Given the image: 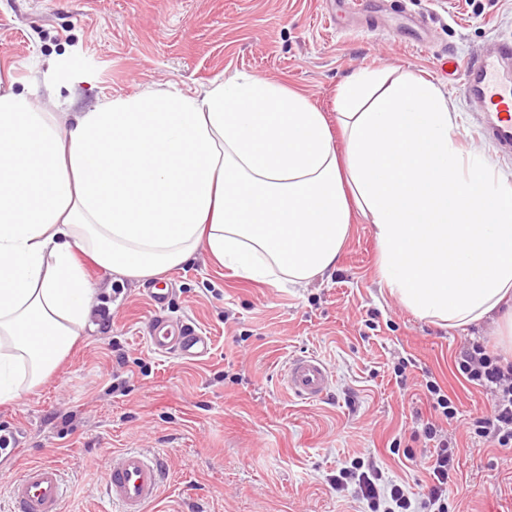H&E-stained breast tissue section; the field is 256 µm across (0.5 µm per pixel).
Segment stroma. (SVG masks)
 <instances>
[{
    "mask_svg": "<svg viewBox=\"0 0 512 512\" xmlns=\"http://www.w3.org/2000/svg\"><path fill=\"white\" fill-rule=\"evenodd\" d=\"M427 26L425 43L401 27L392 0L376 33L340 17L334 0H0V73L51 112H85L147 90H188L241 74L306 90L335 120L340 84L364 70L433 82L456 115L455 134L512 179V156L483 133L487 115L442 60L492 51L512 37V0H404ZM96 288L88 323L35 391L0 404V512H9L13 463H57L67 481L62 512H114L103 474L129 448L162 453L169 470L148 512H364L338 469L374 461L411 496L425 493L432 443L427 380L459 408L443 430L456 444L448 512H512V449L473 443L469 422L487 397L458 373L468 341L512 360L490 325L448 329L416 318L382 288L371 225L353 216L335 272L301 287L256 283L207 255L156 278L171 317L213 342L185 363L155 353L144 336L147 280L83 262ZM320 356L333 383L296 400L281 374L288 359ZM409 360L396 377L399 360ZM413 449L414 458L404 456Z\"/></svg>",
    "mask_w": 512,
    "mask_h": 512,
    "instance_id": "obj_1",
    "label": "stroma"
}]
</instances>
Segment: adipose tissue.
Segmentation results:
<instances>
[{"instance_id":"ef3b65f1","label":"adipose tissue","mask_w":512,"mask_h":512,"mask_svg":"<svg viewBox=\"0 0 512 512\" xmlns=\"http://www.w3.org/2000/svg\"><path fill=\"white\" fill-rule=\"evenodd\" d=\"M337 108L333 128L303 89L237 76L67 121L0 78V404L53 374L87 323L82 256L148 279L203 248L299 286L335 269L356 213L413 315L491 320L512 340V181L462 149L424 78L353 75Z\"/></svg>"}]
</instances>
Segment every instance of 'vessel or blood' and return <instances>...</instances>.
<instances>
[{
	"label": "vessel or blood",
	"mask_w": 512,
	"mask_h": 512,
	"mask_svg": "<svg viewBox=\"0 0 512 512\" xmlns=\"http://www.w3.org/2000/svg\"><path fill=\"white\" fill-rule=\"evenodd\" d=\"M464 73L465 94L492 122L485 133L499 146L512 149V40L501 41L494 54L470 58ZM146 296L155 311L147 341L158 353L198 362L212 351V339L196 325L172 322L164 314L168 297L150 288ZM289 392L302 401L322 397L332 384V371L314 355L292 357L283 373ZM167 474L161 455L140 450L123 451L104 475V490L116 512H146ZM10 512H60L65 498L62 470L52 462L24 466L9 485Z\"/></svg>",
	"instance_id": "obj_1"
}]
</instances>
